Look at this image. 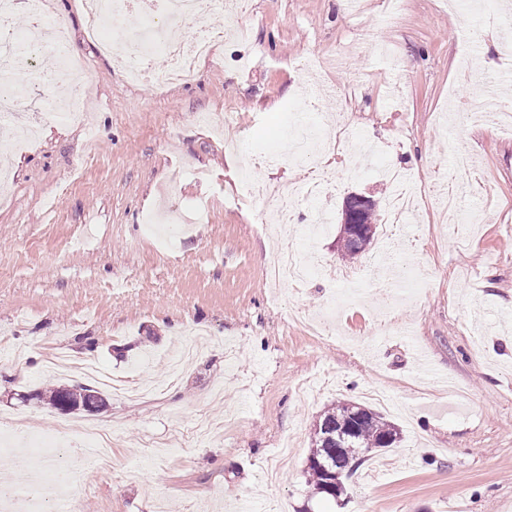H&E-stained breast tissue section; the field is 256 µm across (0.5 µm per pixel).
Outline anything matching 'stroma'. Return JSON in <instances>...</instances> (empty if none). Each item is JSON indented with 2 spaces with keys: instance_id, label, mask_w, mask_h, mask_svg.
I'll list each match as a JSON object with an SVG mask.
<instances>
[{
  "instance_id": "obj_1",
  "label": "stroma",
  "mask_w": 512,
  "mask_h": 512,
  "mask_svg": "<svg viewBox=\"0 0 512 512\" xmlns=\"http://www.w3.org/2000/svg\"><path fill=\"white\" fill-rule=\"evenodd\" d=\"M246 7L248 38L225 36L219 12L184 22V36L217 34L213 57L189 81L144 85L88 37L80 0H43L45 21L67 24L89 94L82 119L66 118L74 89L54 82L46 52L33 145L8 150L13 123L0 119V169L11 173L0 332L24 352L0 350V418L45 434L88 428L111 447L96 469L74 446L41 458L72 474L64 494L39 484L48 512L64 497L78 512H238L244 498L253 512H512V130L456 110L480 72L512 105V70L493 47L501 27L482 25L479 72L463 60V33L481 15L463 0H401L391 16L381 0ZM340 120L334 191L297 198V231L279 235L242 179L304 182L289 142ZM459 151L478 156L461 214L499 204L474 238L444 227L431 200L391 241L343 257L348 192L384 202L378 167L395 159L417 178L454 177ZM197 200L205 217L175 239L145 231L148 214L179 222ZM321 208L333 221L316 242L322 267L359 271L372 258L410 277L364 278L335 308L322 277L272 299L267 267L306 248L302 229ZM54 346L157 392L130 401L107 390L99 412L59 411L42 391L81 377L43 372ZM341 400L369 404L402 440L369 457L340 506L311 497L305 464L315 420ZM284 441L293 450L280 461Z\"/></svg>"
}]
</instances>
